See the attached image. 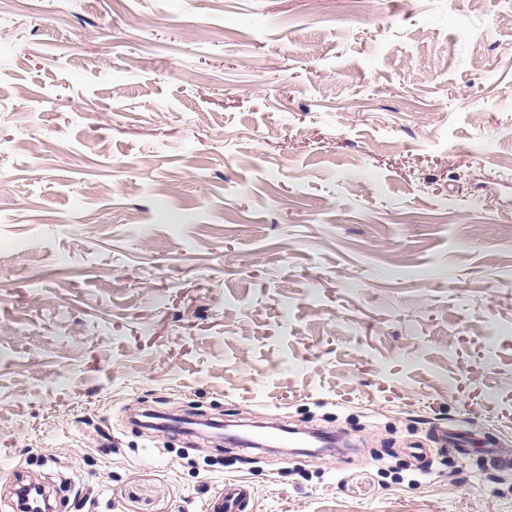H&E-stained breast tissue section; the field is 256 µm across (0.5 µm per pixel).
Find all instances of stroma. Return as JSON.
I'll return each instance as SVG.
<instances>
[{
    "mask_svg": "<svg viewBox=\"0 0 512 512\" xmlns=\"http://www.w3.org/2000/svg\"><path fill=\"white\" fill-rule=\"evenodd\" d=\"M512 0H0V512H512ZM347 434L302 462L139 429ZM466 455L408 454L435 428ZM207 510L209 512H250L253 510V494L247 481L225 482L222 491L217 492Z\"/></svg>",
    "mask_w": 512,
    "mask_h": 512,
    "instance_id": "stroma-1",
    "label": "stroma"
}]
</instances>
